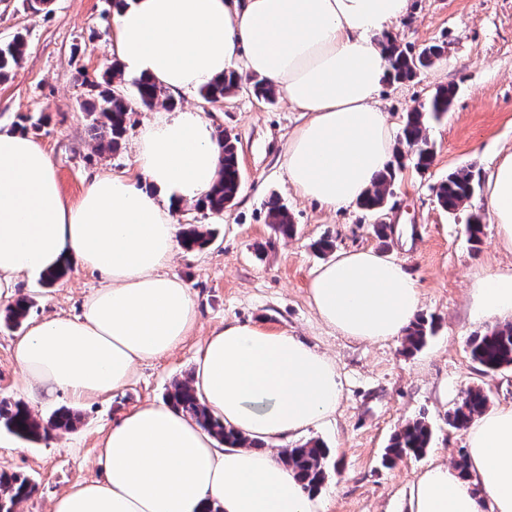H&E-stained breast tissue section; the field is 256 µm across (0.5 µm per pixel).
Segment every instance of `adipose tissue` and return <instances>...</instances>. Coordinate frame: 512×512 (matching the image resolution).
<instances>
[{
    "instance_id": "ef3b65f1",
    "label": "adipose tissue",
    "mask_w": 512,
    "mask_h": 512,
    "mask_svg": "<svg viewBox=\"0 0 512 512\" xmlns=\"http://www.w3.org/2000/svg\"><path fill=\"white\" fill-rule=\"evenodd\" d=\"M410 11L411 0H126L112 13V49L123 76L174 94L235 69L263 77L303 117L285 155L291 186L336 212L393 161L394 127L376 99ZM133 162L131 175L93 176L68 205L42 146L0 127V295L67 261L104 278L79 316L33 323L18 339L35 400L112 395L197 324L190 289L166 269L180 247L176 216L209 192L223 148L199 112L158 109ZM483 211L512 250V152L488 173ZM308 288L327 326L364 342L404 337L421 310L417 280L371 248L337 254ZM470 297L475 319L512 314V270L477 279ZM193 387L251 447L225 446L192 416L147 402L105 435L103 479L75 484L51 512H325L274 448L335 415L343 387L332 358L290 332L229 322L201 346ZM466 445V471L430 465L411 487L409 512H512V404L475 417Z\"/></svg>"
}]
</instances>
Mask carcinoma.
I'll list each match as a JSON object with an SVG mask.
<instances>
[{
  "mask_svg": "<svg viewBox=\"0 0 512 512\" xmlns=\"http://www.w3.org/2000/svg\"><path fill=\"white\" fill-rule=\"evenodd\" d=\"M444 46L431 43L418 52H407L400 46L392 45L387 56L388 71L395 81L411 80L430 67ZM25 53V38L16 35L6 45L0 46V79L7 78L17 67ZM121 63L112 62V71L104 84L94 86V99L87 103L86 112L90 118L89 130L94 132L97 150L115 152L121 146L126 132L127 115L130 111L129 99L133 98L145 105L161 104L174 108L177 101L163 88L141 78L132 80L130 95L126 96L112 88V78L120 74ZM248 84L253 94L267 102H274L275 90L258 76L243 77L235 71L214 80L200 89L201 96L208 102H222L234 94L242 84ZM455 97L452 87L441 88L430 99L412 107L405 115L399 131L398 143L408 148L407 163L417 171H426L434 159V148L427 136L424 118L439 121L448 112ZM216 138L223 144V167L218 180L198 207L213 214H222L231 205L239 192L241 172L238 162L237 139L224 130L216 132ZM404 163L378 177L373 189L359 205L366 210H378L385 202L390 185L395 181L397 169ZM479 188L473 171L459 169L448 174L435 188L439 206L451 215H455L466 206ZM272 226L278 233L290 237L295 232L287 209L273 200L269 206ZM184 246L188 249L203 247L212 239V232L202 230L195 224H188L182 231ZM29 303L21 298L6 307L4 324L9 329L21 327L29 313ZM433 333V325L419 320L404 337L405 350L412 351L422 347L427 337ZM472 359L487 374L512 367V324L499 327L489 333L474 336L469 342ZM166 401L172 406L194 416L204 428L220 441L232 447H251V442L213 418L199 402L189 382H177L168 391ZM489 407V397L479 387H470L460 401L448 413V425L456 430H464L471 420L485 412ZM74 414L67 408H61L48 421L35 415L30 407L21 401H0V429L22 438L40 439L52 430L71 429ZM432 431L429 425L417 419L405 424L392 438L386 448L385 459L393 462L407 455L420 456L429 447ZM285 459L299 479L310 490L318 489L326 480L329 466V449L318 440L311 439L295 448L285 451ZM34 491L30 479L16 473H0V512H15L16 506L28 498Z\"/></svg>",
  "mask_w": 512,
  "mask_h": 512,
  "instance_id": "cac0c4a2",
  "label": "carcinoma"
}]
</instances>
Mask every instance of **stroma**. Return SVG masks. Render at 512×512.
<instances>
[{"label": "stroma", "instance_id": "obj_1", "mask_svg": "<svg viewBox=\"0 0 512 512\" xmlns=\"http://www.w3.org/2000/svg\"><path fill=\"white\" fill-rule=\"evenodd\" d=\"M112 12L110 0H50L38 12L27 0H0V44L19 33L26 39L21 63L0 82V125L24 129L41 144L68 204L80 199L93 175L132 171V146L149 117L131 109L120 150L96 151L84 103L89 81L101 79L114 59ZM433 42L445 43L444 54L412 80L384 82L378 100L398 124L437 89L455 87L456 96L448 114L427 129L435 152L430 169L405 168L378 211L353 205L330 212L291 188L284 153L302 118L284 98L269 103L240 90L212 104L197 92L181 96L180 108L203 112L213 127L236 137L242 173L238 197L223 214L191 205L176 217L178 224L215 231L204 247L179 249L168 268L191 291L197 328L171 356L140 364L133 381L109 398L75 404L60 395L43 405L30 401L15 360L20 330L0 326V398L29 401L44 420L61 407L78 417L73 430L37 441L0 436V471L25 475L34 485L16 512H50L53 498L72 485L101 479L98 457L113 422L142 402H163L175 382L191 379L203 339L227 321L294 332L335 360L342 403L334 418L307 433L330 450L329 476L319 490L326 512H407L417 475L435 460L455 464L465 451V432L446 423L464 389L482 387L493 408L512 403V368L485 374L469 348L472 336L505 323L472 319L469 289L478 276L511 270L512 252L498 247L488 223L481 243L470 240L466 216L479 210V198L455 216L435 198L449 172L468 168L487 176L512 150V0H412L397 43L416 51ZM273 199L287 207L293 237L271 228ZM382 221L394 227L385 244L373 232ZM323 240L332 250L318 249ZM363 248L383 250L418 280L420 316L434 325L422 348L407 352L399 339L368 343L341 336L311 306L313 272L338 253ZM102 282L100 273L73 263L51 286L20 278L13 296L31 300L29 320L72 317ZM415 419L432 428L429 448L385 465L391 437Z\"/></svg>", "mask_w": 512, "mask_h": 512}]
</instances>
